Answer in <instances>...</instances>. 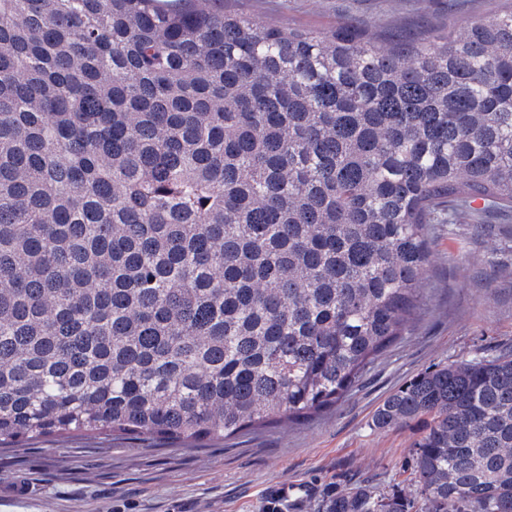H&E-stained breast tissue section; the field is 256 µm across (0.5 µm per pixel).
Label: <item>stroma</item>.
Wrapping results in <instances>:
<instances>
[{"label":"stroma","instance_id":"stroma-1","mask_svg":"<svg viewBox=\"0 0 512 512\" xmlns=\"http://www.w3.org/2000/svg\"><path fill=\"white\" fill-rule=\"evenodd\" d=\"M225 11L329 31L347 22L418 36L493 0H220ZM429 300L409 332L335 407L232 439L175 444L100 433L0 448V512H263L284 493L295 512L328 489L366 480L409 487L419 425L375 430L377 406L413 376L479 349L512 351V210H478L430 228Z\"/></svg>","mask_w":512,"mask_h":512}]
</instances>
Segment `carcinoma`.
<instances>
[{"label": "carcinoma", "mask_w": 512, "mask_h": 512, "mask_svg": "<svg viewBox=\"0 0 512 512\" xmlns=\"http://www.w3.org/2000/svg\"><path fill=\"white\" fill-rule=\"evenodd\" d=\"M158 2L0 0V447L323 413L407 334L430 225L512 209V0L410 42ZM412 423L411 487L314 512H512V353L372 417Z\"/></svg>", "instance_id": "cac0c4a2"}]
</instances>
